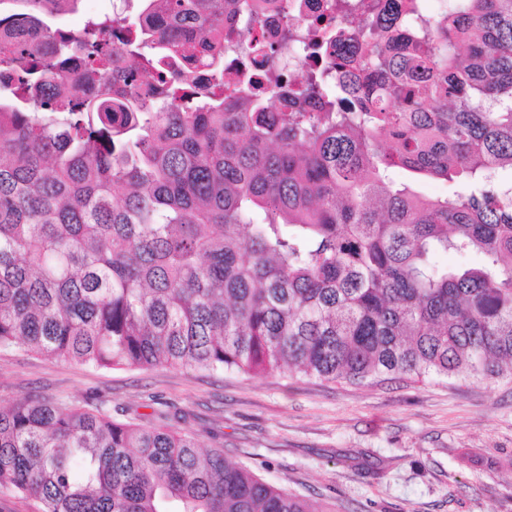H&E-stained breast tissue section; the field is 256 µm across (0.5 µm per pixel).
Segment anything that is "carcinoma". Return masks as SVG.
I'll return each instance as SVG.
<instances>
[{
    "instance_id": "cac0c4a2",
    "label": "carcinoma",
    "mask_w": 512,
    "mask_h": 512,
    "mask_svg": "<svg viewBox=\"0 0 512 512\" xmlns=\"http://www.w3.org/2000/svg\"><path fill=\"white\" fill-rule=\"evenodd\" d=\"M79 2L0 0V24L55 45L0 35V349L350 384L512 379V0H456L444 20L423 0H351L356 28L314 32L330 61L295 90L253 67L280 55L250 38L255 0L48 24ZM75 52L92 97L66 93ZM199 52L205 87L180 64ZM398 170L460 187L425 198ZM157 420L0 405V492L39 512H316Z\"/></svg>"
}]
</instances>
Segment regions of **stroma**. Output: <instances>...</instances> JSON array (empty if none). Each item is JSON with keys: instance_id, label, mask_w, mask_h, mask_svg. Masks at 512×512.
I'll return each instance as SVG.
<instances>
[{"instance_id": "obj_1", "label": "stroma", "mask_w": 512, "mask_h": 512, "mask_svg": "<svg viewBox=\"0 0 512 512\" xmlns=\"http://www.w3.org/2000/svg\"><path fill=\"white\" fill-rule=\"evenodd\" d=\"M27 395L150 424L179 411L203 445L316 512H512V381L372 386L162 366L96 369L0 352V403Z\"/></svg>"}]
</instances>
